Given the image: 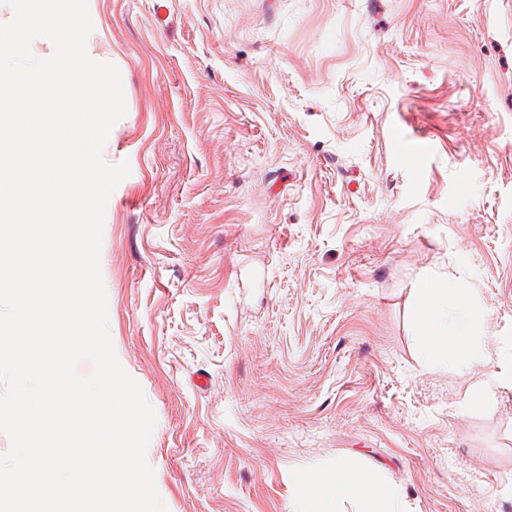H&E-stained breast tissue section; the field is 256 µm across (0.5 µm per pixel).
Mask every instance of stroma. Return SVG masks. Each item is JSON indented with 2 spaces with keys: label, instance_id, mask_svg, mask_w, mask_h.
<instances>
[{
  "label": "stroma",
  "instance_id": "stroma-1",
  "mask_svg": "<svg viewBox=\"0 0 512 512\" xmlns=\"http://www.w3.org/2000/svg\"><path fill=\"white\" fill-rule=\"evenodd\" d=\"M126 114L103 148L116 356L167 512H303L353 461L403 512H512V0H89ZM490 361L428 366L422 279ZM512 383V373L505 375L504 373L494 375L492 380L482 379L471 383L468 387L465 404L469 408H477L483 405L490 396L491 387L494 383Z\"/></svg>",
  "mask_w": 512,
  "mask_h": 512
}]
</instances>
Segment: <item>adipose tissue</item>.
I'll return each instance as SVG.
<instances>
[{
  "instance_id": "ef3b65f1",
  "label": "adipose tissue",
  "mask_w": 512,
  "mask_h": 512,
  "mask_svg": "<svg viewBox=\"0 0 512 512\" xmlns=\"http://www.w3.org/2000/svg\"><path fill=\"white\" fill-rule=\"evenodd\" d=\"M413 319L419 330L422 351L434 367L455 372L485 358L483 330L485 312L477 308L467 289L454 284L437 287L423 282L417 289ZM298 501L305 512H336L340 500L354 499L357 512H401L400 491H379L374 483L351 464H337L328 473L302 471L296 477Z\"/></svg>"
}]
</instances>
